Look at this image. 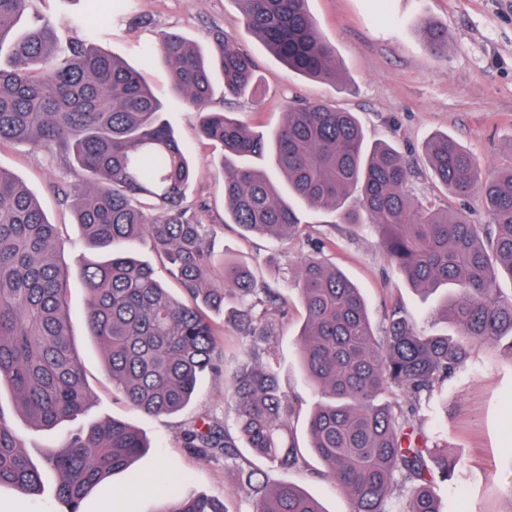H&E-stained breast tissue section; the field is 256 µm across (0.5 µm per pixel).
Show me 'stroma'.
I'll use <instances>...</instances> for the list:
<instances>
[{"instance_id":"1","label":"stroma","mask_w":512,"mask_h":512,"mask_svg":"<svg viewBox=\"0 0 512 512\" xmlns=\"http://www.w3.org/2000/svg\"><path fill=\"white\" fill-rule=\"evenodd\" d=\"M306 8L335 51L336 79L290 71L244 25L236 0H133L124 12L105 6L98 10L99 46L137 69L165 105V119L196 165L187 205L198 208L203 223L220 225L218 242L227 255L288 299V315L277 323L271 350L262 360L277 368L294 403L292 427L305 465L273 469L243 443L230 460L220 454L203 457L184 447L179 433L194 420L216 419L235 430L223 374L205 376L191 405L172 415H148L113 397L102 352L84 327L86 295L75 275L69 312L92 393L89 408L77 423H64L52 433L34 431L19 417L13 427L35 457L64 440L75 425L112 417L132 425L149 443L128 470L113 474L85 498L82 512H157L159 494L151 491L133 500L128 492L136 477L160 469L181 479L185 496H206L224 503L229 512H253V499L242 489L249 473L266 484H294L317 499L323 512H350L346 494L324 478L325 467L310 448L306 430L319 396L306 381L298 353L305 312L294 281L303 257L314 247H321L323 260L361 289L377 331H384L398 307L424 332L445 328L439 316L442 293L413 289L388 263L371 227L354 228L307 207L302 210L304 235L287 242L245 236L225 223L223 178L213 163L219 150L201 140L198 112L176 88L168 62L155 47L165 31L182 34L205 53L212 50L214 33L234 37L253 57L260 87L256 95L240 99L215 92L211 110L235 113L268 133L293 101L355 113L368 141L391 143L409 161L414 196L443 209H465L482 224L486 217L480 197L462 202L448 193L433 178L421 147L433 135L448 134L472 154L484 178L512 158V0H307ZM425 20L447 28V55L437 58L426 51L418 31ZM0 168L22 181L56 224L70 268L92 257L65 198L80 186L79 171L50 151L9 143L0 145ZM476 356L477 371L459 381L447 411L424 419L422 428L430 440L447 441L449 454L469 458L472 465L464 481L448 485V512H512V365L485 346ZM56 484L55 474L46 472L40 494L26 500L1 487L0 512H60Z\"/></svg>"}]
</instances>
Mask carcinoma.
Masks as SVG:
<instances>
[{
    "instance_id": "obj_1",
    "label": "carcinoma",
    "mask_w": 512,
    "mask_h": 512,
    "mask_svg": "<svg viewBox=\"0 0 512 512\" xmlns=\"http://www.w3.org/2000/svg\"><path fill=\"white\" fill-rule=\"evenodd\" d=\"M247 27L289 69L314 78L336 76L333 48L317 33L306 0H237ZM31 0H0V144L33 145L54 152L81 172L72 209L83 238L98 252L80 264L87 302L84 325L101 348L112 392L154 416L183 410L200 378L223 364L209 313L239 302L241 331L258 344L272 338L271 319L288 313L277 289L216 248L215 225L203 224L185 205L194 166L163 118L164 106L123 60L95 45L87 16L63 18L78 36L63 39L42 17L22 30L17 23ZM420 35L435 54L448 51V30L427 21ZM155 51L199 112V134L224 146L225 216L244 232L280 239L302 234L295 203L338 214L352 226L370 224L387 259L416 289L452 285L456 297L443 314L456 334H424L398 311L379 336L359 289L312 255L304 258L297 291L306 313L299 353L319 402L310 413V448L326 477L350 500V512H444L441 484L468 470L466 461L440 454L419 427L423 413L448 403L457 375L476 371V348L490 346L512 362V161L481 179L475 158L453 138L422 145L434 177L448 192L480 194L488 218L474 223L411 198L412 168L394 146L367 144L351 112L320 103H293L269 135L228 112L208 109L220 76L224 95L257 87L256 65L235 39H216L205 55L182 35L164 32ZM272 154L287 181L280 194L252 160ZM358 191V207L347 208ZM146 240L179 284L173 294L154 268L131 253ZM56 225L35 196L0 168V487L22 498L37 494L50 470L58 477L62 512H80L86 496L127 469L148 447L119 419L73 431L33 459L12 421L23 416L39 431L75 421L91 401L68 314L69 266ZM262 307V313L255 312ZM398 388L413 402L395 407L384 395ZM249 447L272 465L301 464L291 421L293 404L266 365L235 367L224 381ZM180 437L199 455L234 456L224 425L203 419ZM153 480L169 499L157 512H228L208 498H184L178 481L159 472ZM254 512H323L293 485L252 487Z\"/></svg>"
}]
</instances>
